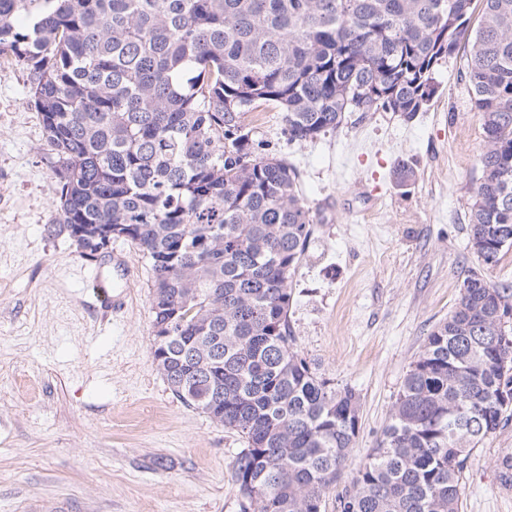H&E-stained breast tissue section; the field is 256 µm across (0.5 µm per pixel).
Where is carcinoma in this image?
Returning a JSON list of instances; mask_svg holds the SVG:
<instances>
[{
    "label": "carcinoma",
    "instance_id": "obj_1",
    "mask_svg": "<svg viewBox=\"0 0 512 512\" xmlns=\"http://www.w3.org/2000/svg\"><path fill=\"white\" fill-rule=\"evenodd\" d=\"M0 0V59L27 72L55 184L51 235L88 258L99 231L150 263L153 363L172 393L247 443L240 512H322L360 398L319 374L288 323L312 220L297 170L258 152L246 115L288 141L350 112L412 117L471 43L485 145L468 244L512 249V0ZM512 286L475 272L426 336L340 512H459L473 450L512 410Z\"/></svg>",
    "mask_w": 512,
    "mask_h": 512
}]
</instances>
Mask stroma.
Here are the masks:
<instances>
[{
    "label": "stroma",
    "mask_w": 512,
    "mask_h": 512,
    "mask_svg": "<svg viewBox=\"0 0 512 512\" xmlns=\"http://www.w3.org/2000/svg\"><path fill=\"white\" fill-rule=\"evenodd\" d=\"M467 60L437 69L436 96L410 119L352 112L299 144L282 112L252 115L266 150L298 171L312 217L288 322L312 367L360 396L353 469L468 270L512 285V251L487 269L468 247L484 134ZM27 90L25 71L0 64V512H239L244 438L184 405L153 364L148 259L123 243L140 277L125 312L105 318L93 262L48 235L54 182ZM507 455L512 417L473 450L460 512H512Z\"/></svg>",
    "instance_id": "obj_1"
}]
</instances>
